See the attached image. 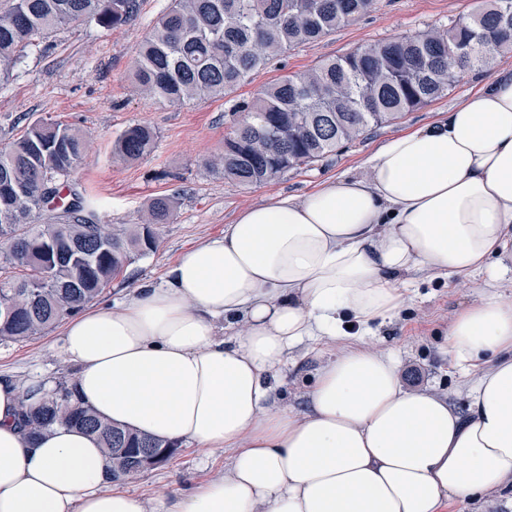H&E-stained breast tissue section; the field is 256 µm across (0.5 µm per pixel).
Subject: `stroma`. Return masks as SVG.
Returning <instances> with one entry per match:
<instances>
[{"label":"stroma","instance_id":"35a3bbf8","mask_svg":"<svg viewBox=\"0 0 512 512\" xmlns=\"http://www.w3.org/2000/svg\"><path fill=\"white\" fill-rule=\"evenodd\" d=\"M170 5L171 0H135L130 19L114 27H102L92 19L67 24L20 52L9 80L0 82V146L38 121L62 123L88 137L87 155L71 173L67 190L91 200L98 223L115 227L136 224L150 199L163 195L178 199L175 215L163 226L156 250L137 259L112 281L99 298L103 304L121 302L142 282H161L170 264L197 244L223 236L227 224L246 208L279 194H305L339 174L366 175L365 160L392 136L440 119L489 80L484 73L464 71L443 97L407 113L396 124L374 129L364 139L267 184L242 187L205 167L208 159L221 152L224 136L232 130L235 102L252 98L278 76L310 70L366 42L448 26L478 10L481 0H377L368 15L290 51L281 63L255 71L249 82L233 93L181 106L157 103L129 81L136 46ZM134 123L151 126L156 144L139 160L125 162L114 156L112 146L118 134ZM501 262L511 273L495 282L484 272L443 279L417 275L392 322L356 338L322 340L317 356L303 346L294 349L282 365L279 405L302 408L320 358L339 357L356 344L392 356L401 367L419 363L427 373L424 391L464 408L480 373H463L450 363L448 328L462 308L486 291L512 300V247ZM60 333L56 327L25 343L0 344V372L36 375L52 386L68 380L72 369L60 353ZM223 464V451L205 459L193 447L184 446L168 463L126 481L124 487L151 501L174 490H188Z\"/></svg>","mask_w":512,"mask_h":512}]
</instances>
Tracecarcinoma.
I'll return each instance as SVG.
<instances>
[{"instance_id": "obj_1", "label": "carcinoma", "mask_w": 512, "mask_h": 512, "mask_svg": "<svg viewBox=\"0 0 512 512\" xmlns=\"http://www.w3.org/2000/svg\"><path fill=\"white\" fill-rule=\"evenodd\" d=\"M374 0H172L137 47L131 80L142 94L180 105L225 96L251 74L289 51L368 14ZM133 0H9L0 9V81L17 53L59 27L93 18L104 27L126 21ZM474 43L471 55L455 47ZM512 52V0H484L476 13L450 26L398 40H377L303 73L278 77L254 98L235 103L234 139L205 163L240 186L268 183L308 166L406 113L441 98L457 73L489 74L498 55ZM156 133L134 124L116 138L113 153L136 160ZM85 152L82 134L59 123H36L0 147V342L33 340L95 301L136 259L153 251L177 202L156 197L140 224L114 230L84 214V201L53 215L57 181ZM31 439L54 425L94 436L109 460L111 480L141 473L139 448H178L99 418L76 402L70 385L49 392L36 408L20 406Z\"/></svg>"}]
</instances>
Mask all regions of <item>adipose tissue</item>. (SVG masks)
<instances>
[{"mask_svg":"<svg viewBox=\"0 0 512 512\" xmlns=\"http://www.w3.org/2000/svg\"><path fill=\"white\" fill-rule=\"evenodd\" d=\"M368 176L241 211L223 237L117 305L68 320L60 351L78 401L142 434L224 450L223 470L146 504L112 487L92 436L29 441L19 405L49 392L0 373V512H443L512 492V302L489 294L448 329L481 370L467 407L405 392L389 356L359 347L315 370L303 410L277 403V367L304 340L392 319L411 273H488L512 246V72L448 115L389 139ZM243 323L238 337L218 324Z\"/></svg>","mask_w":512,"mask_h":512,"instance_id":"ef3b65f1","label":"adipose tissue"}]
</instances>
